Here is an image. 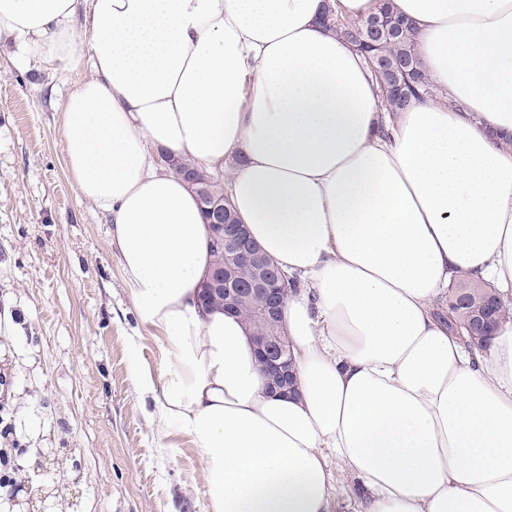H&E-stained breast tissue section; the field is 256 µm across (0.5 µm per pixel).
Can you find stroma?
<instances>
[{
	"label": "stroma",
	"instance_id": "1",
	"mask_svg": "<svg viewBox=\"0 0 512 512\" xmlns=\"http://www.w3.org/2000/svg\"><path fill=\"white\" fill-rule=\"evenodd\" d=\"M77 76L0 39V512H205L200 452L159 434L132 389L142 338L109 217L84 201L63 153Z\"/></svg>",
	"mask_w": 512,
	"mask_h": 512
}]
</instances>
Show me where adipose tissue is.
Returning <instances> with one entry per match:
<instances>
[{
    "instance_id": "1",
    "label": "adipose tissue",
    "mask_w": 512,
    "mask_h": 512,
    "mask_svg": "<svg viewBox=\"0 0 512 512\" xmlns=\"http://www.w3.org/2000/svg\"><path fill=\"white\" fill-rule=\"evenodd\" d=\"M375 0H0V36L90 73L63 141L165 367L134 364L162 432L203 459L208 512H512V320L486 349L439 309L459 277L512 300V0H392L430 92L387 111L321 23ZM209 172L294 286L297 383L270 390L244 320L202 308Z\"/></svg>"
}]
</instances>
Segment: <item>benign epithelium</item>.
I'll use <instances>...</instances> for the list:
<instances>
[{
  "mask_svg": "<svg viewBox=\"0 0 512 512\" xmlns=\"http://www.w3.org/2000/svg\"><path fill=\"white\" fill-rule=\"evenodd\" d=\"M207 223L215 224L223 231L221 245L229 259L251 261L257 265V276L250 280H238L227 276L224 282V311L237 313L238 303L245 299L255 302L256 314L261 319L281 316L287 299L288 277L276 265L265 259L244 230V225L227 218L226 206L208 200L202 204ZM255 347L262 363L268 387L283 391L288 388V349L283 340L273 337L255 338Z\"/></svg>",
  "mask_w": 512,
  "mask_h": 512,
  "instance_id": "1",
  "label": "benign epithelium"
}]
</instances>
